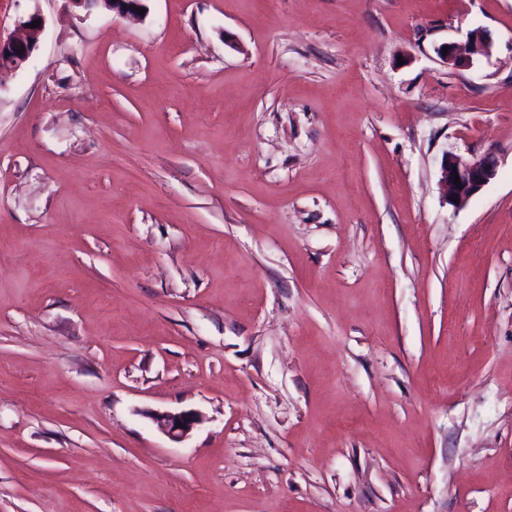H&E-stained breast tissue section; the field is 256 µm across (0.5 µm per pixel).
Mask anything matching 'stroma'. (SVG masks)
Listing matches in <instances>:
<instances>
[{"label":"stroma","instance_id":"stroma-1","mask_svg":"<svg viewBox=\"0 0 512 512\" xmlns=\"http://www.w3.org/2000/svg\"><path fill=\"white\" fill-rule=\"evenodd\" d=\"M144 4L0 0V512H512V0ZM71 3L78 8L86 11V14H91L94 8H102L112 13H116L121 17H137L141 16L136 8L145 7L142 4L144 0H70ZM131 6H135V10H131ZM35 20H40L41 24L37 28H29V24ZM17 28L16 35L0 37V71L21 69L32 59L45 28V19L36 11L18 21ZM17 50H20V53H17ZM6 52H9V55H6ZM493 40L487 30L475 29L468 33L465 44L444 43L437 47V54L451 69L472 67L475 60L488 58L493 49ZM448 46V53L443 55L442 47ZM499 161L494 153L462 157L446 155L440 168V184L444 189L445 203L455 209L463 207L497 175ZM454 171L458 172L461 185L456 186ZM457 198L458 203L451 201ZM154 419L161 430L176 441L187 437L194 426L200 421L199 415L191 410L161 412L156 414Z\"/></svg>","mask_w":512,"mask_h":512}]
</instances>
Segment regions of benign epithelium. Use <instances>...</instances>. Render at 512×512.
Listing matches in <instances>:
<instances>
[{
  "mask_svg": "<svg viewBox=\"0 0 512 512\" xmlns=\"http://www.w3.org/2000/svg\"><path fill=\"white\" fill-rule=\"evenodd\" d=\"M143 0H71V3L91 14L95 8H102L121 17H137L136 8L142 6ZM43 20V16L35 11L18 21V33L5 38L0 37V71L18 70L24 67L38 49L45 24L36 28L29 24ZM493 40L488 31L475 29L468 33L465 44H448V53L437 47V54L451 69H464L473 66L474 61L491 55ZM499 161L492 152L481 155L462 157L448 155L440 168V184L444 189L445 203L455 209L463 207L474 195L478 194L497 175ZM460 178L461 185L454 183ZM458 202H453V199ZM158 426L171 439L180 441L188 436L194 426L199 423V415L191 410L178 412H161L155 415Z\"/></svg>",
  "mask_w": 512,
  "mask_h": 512,
  "instance_id": "benign-epithelium-1",
  "label": "benign epithelium"
}]
</instances>
